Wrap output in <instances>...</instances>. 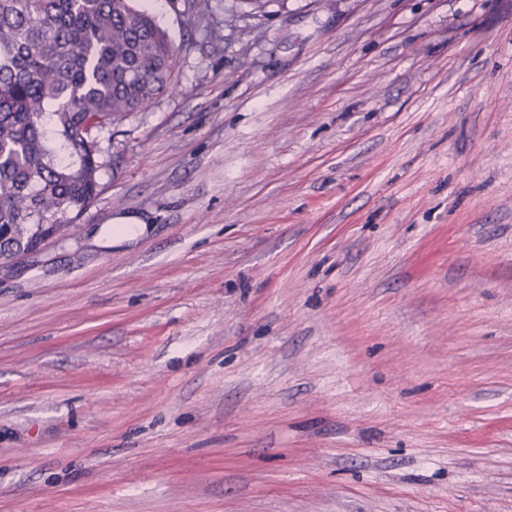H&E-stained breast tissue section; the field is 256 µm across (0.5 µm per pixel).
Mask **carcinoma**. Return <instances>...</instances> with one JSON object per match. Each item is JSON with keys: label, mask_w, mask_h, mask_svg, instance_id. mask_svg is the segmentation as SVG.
I'll return each mask as SVG.
<instances>
[{"label": "carcinoma", "mask_w": 512, "mask_h": 512, "mask_svg": "<svg viewBox=\"0 0 512 512\" xmlns=\"http://www.w3.org/2000/svg\"><path fill=\"white\" fill-rule=\"evenodd\" d=\"M176 56L133 0H0V251L71 233L99 194V133L171 90Z\"/></svg>", "instance_id": "carcinoma-1"}]
</instances>
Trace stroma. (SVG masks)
I'll list each match as a JSON object with an SVG mask.
<instances>
[{
  "instance_id": "1",
  "label": "stroma",
  "mask_w": 512,
  "mask_h": 512,
  "mask_svg": "<svg viewBox=\"0 0 512 512\" xmlns=\"http://www.w3.org/2000/svg\"><path fill=\"white\" fill-rule=\"evenodd\" d=\"M147 5L175 89L0 261V512H512V0Z\"/></svg>"
}]
</instances>
